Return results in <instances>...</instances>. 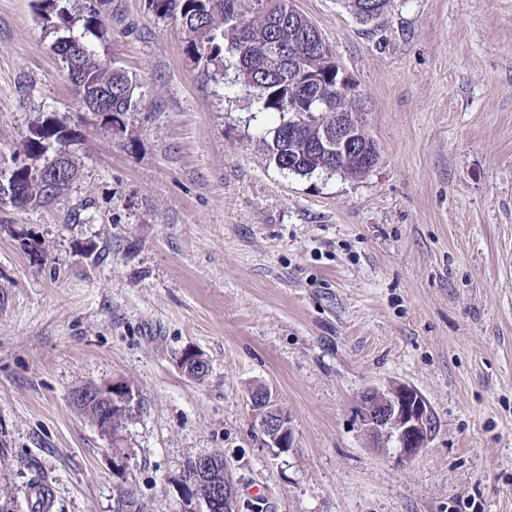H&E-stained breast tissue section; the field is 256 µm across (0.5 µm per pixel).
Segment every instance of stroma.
I'll use <instances>...</instances> for the list:
<instances>
[{
    "mask_svg": "<svg viewBox=\"0 0 512 512\" xmlns=\"http://www.w3.org/2000/svg\"><path fill=\"white\" fill-rule=\"evenodd\" d=\"M40 0H0V165L44 119L77 175L56 204H0V504L184 512L189 459L218 451L237 512H512V0H292L359 85L379 160L351 178L271 161L283 113L232 60L203 72L179 21L109 0L101 58L139 105L77 123ZM204 379L179 366L186 350ZM129 380L145 406L118 436L77 388ZM416 388L439 428L404 460L374 444L363 392ZM270 388L295 446H262L249 394ZM347 8L363 23L379 18L387 8L389 0H344Z\"/></svg>",
    "mask_w": 512,
    "mask_h": 512,
    "instance_id": "obj_1",
    "label": "stroma"
}]
</instances>
